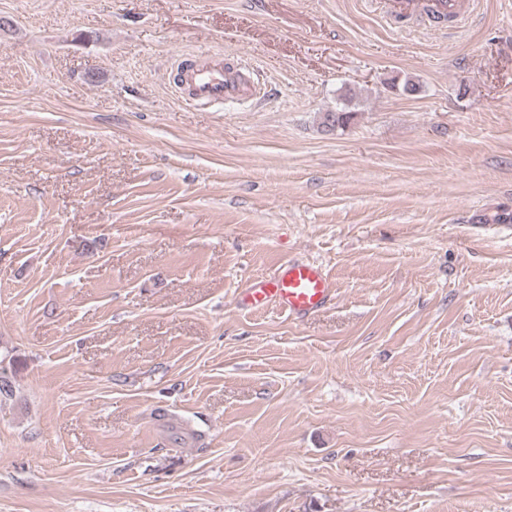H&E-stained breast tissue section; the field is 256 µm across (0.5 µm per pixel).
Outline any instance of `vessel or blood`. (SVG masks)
<instances>
[{
    "mask_svg": "<svg viewBox=\"0 0 512 512\" xmlns=\"http://www.w3.org/2000/svg\"><path fill=\"white\" fill-rule=\"evenodd\" d=\"M429 7L439 17L455 16L469 20L472 7L461 0H430ZM181 82L190 98L200 104H221L252 95L255 86L222 66L189 67L183 70ZM334 283L322 267L311 262H288L272 276H261L250 282L237 297L239 306L259 309L275 305L294 318L305 319L326 307L335 297Z\"/></svg>",
    "mask_w": 512,
    "mask_h": 512,
    "instance_id": "1",
    "label": "vessel or blood"
}]
</instances>
